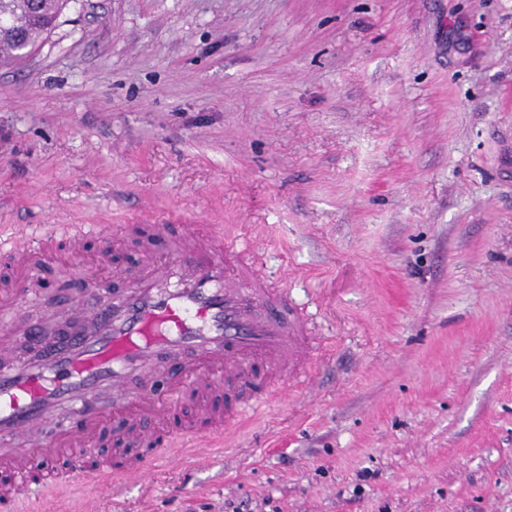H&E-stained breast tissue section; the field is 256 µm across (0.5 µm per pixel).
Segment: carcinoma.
Returning <instances> with one entry per match:
<instances>
[{"instance_id": "carcinoma-1", "label": "carcinoma", "mask_w": 512, "mask_h": 512, "mask_svg": "<svg viewBox=\"0 0 512 512\" xmlns=\"http://www.w3.org/2000/svg\"><path fill=\"white\" fill-rule=\"evenodd\" d=\"M40 3V15L36 19L27 15V5L21 0H10L3 5V26L0 31L8 34L21 30L23 37L18 41L8 37L0 41L1 66L24 59L34 51L43 37L55 28L70 0H40Z\"/></svg>"}]
</instances>
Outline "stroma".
Segmentation results:
<instances>
[{"label": "stroma", "instance_id": "stroma-1", "mask_svg": "<svg viewBox=\"0 0 512 512\" xmlns=\"http://www.w3.org/2000/svg\"><path fill=\"white\" fill-rule=\"evenodd\" d=\"M178 221L310 365L208 460L19 512H512V0H71L0 66V231Z\"/></svg>", "mask_w": 512, "mask_h": 512}]
</instances>
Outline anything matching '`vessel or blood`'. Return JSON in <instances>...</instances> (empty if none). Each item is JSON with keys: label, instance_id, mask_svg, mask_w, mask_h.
Here are the masks:
<instances>
[{"label": "vessel or blood", "instance_id": "1", "mask_svg": "<svg viewBox=\"0 0 512 512\" xmlns=\"http://www.w3.org/2000/svg\"><path fill=\"white\" fill-rule=\"evenodd\" d=\"M102 231L99 224H53L1 239L16 279L0 306V326L11 327L30 304L35 276L53 260L56 240L77 255ZM153 232L168 243L165 259H147L123 292L87 280V296H71L65 305L75 320L71 333L53 338L55 319L47 317L29 329L47 344L0 366L1 504L62 485L103 492L121 479L150 477L160 463L199 460L230 434L216 407L224 382L250 388L256 407L271 384L306 365V321L245 263L244 250L225 242L222 225L205 235L191 224H157ZM166 361L174 369L167 392L158 395L150 382ZM134 378L143 382L135 391ZM188 394L204 428L187 423L160 434L142 426L147 416L164 421ZM115 411L132 414V423L116 434L112 458L87 466V444ZM130 447L148 454L113 467V457ZM63 459L69 468H59Z\"/></svg>", "mask_w": 512, "mask_h": 512}]
</instances>
